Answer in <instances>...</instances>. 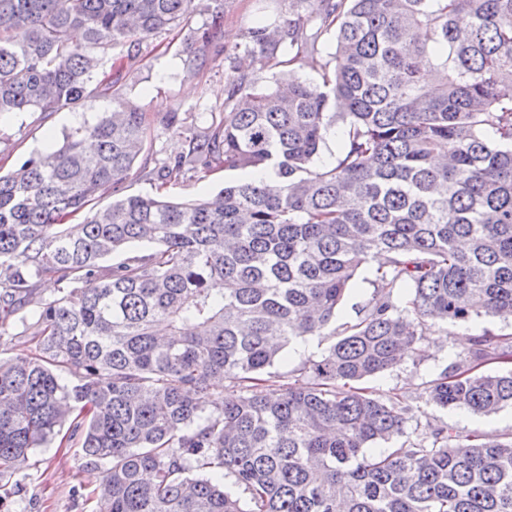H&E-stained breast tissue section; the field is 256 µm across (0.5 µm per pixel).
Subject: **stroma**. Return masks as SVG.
I'll return each instance as SVG.
<instances>
[{
	"label": "stroma",
	"instance_id": "stroma-1",
	"mask_svg": "<svg viewBox=\"0 0 512 512\" xmlns=\"http://www.w3.org/2000/svg\"><path fill=\"white\" fill-rule=\"evenodd\" d=\"M212 0H194L195 11L188 25L143 40L135 59L125 64L118 93L136 103L146 114L147 142L159 156L175 157L185 150V140L164 130L163 113L177 112L188 128L207 127L208 114L222 106L227 95V77L241 69L263 84H274L280 77L278 67L260 65L243 52L250 28L287 19L286 0H224V23L211 32L215 51L209 62L197 66L191 43L194 29L208 23ZM112 101L92 97L82 109L57 112H21L0 116V168H14L32 153L60 142L62 134L83 119L108 112ZM244 176L240 169L214 172H188L158 187L147 173L127 182L126 194L153 196L164 193L178 200L205 199L224 184ZM376 262L358 270L350 290L336 311L337 323L356 319L359 309L376 297L373 284ZM500 335L512 334V321L484 317L469 322L438 325L420 344L419 352L396 368L365 380L369 393L379 398L399 395L410 405L420 424H449L462 431H480L512 437V406L485 417L464 409H442L428 400L431 380L449 369L464 353L461 335H475L482 329ZM102 476L101 469L86 465L81 441L71 438L34 450L24 475H0V506L5 512H95L94 492Z\"/></svg>",
	"mask_w": 512,
	"mask_h": 512
}]
</instances>
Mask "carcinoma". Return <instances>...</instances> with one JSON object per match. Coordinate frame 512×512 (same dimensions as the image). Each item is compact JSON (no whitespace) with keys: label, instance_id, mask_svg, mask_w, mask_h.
Listing matches in <instances>:
<instances>
[{"label":"carcinoma","instance_id":"1","mask_svg":"<svg viewBox=\"0 0 512 512\" xmlns=\"http://www.w3.org/2000/svg\"><path fill=\"white\" fill-rule=\"evenodd\" d=\"M297 2L316 20L305 40L298 15L251 29L244 51L290 67L326 36L318 79L282 90L237 72L206 131L161 118L188 149L153 158L155 181L258 176L195 201L123 194L147 142L144 113L116 97L0 172V327L31 279L58 285L22 317L38 354L0 358V467L22 471L67 425L103 468L96 512H512V439L441 426L368 454L411 408L355 386L417 353L433 322L512 315V0ZM192 13L193 0H0V115L82 106L96 48L116 51L108 93L143 39ZM210 18L194 31L200 66L224 0ZM339 123V157L312 170ZM143 242L156 249L102 268ZM377 256L374 302L329 330ZM309 336L335 340L266 390ZM428 398L486 416L512 405V336H473Z\"/></svg>","mask_w":512,"mask_h":512}]
</instances>
